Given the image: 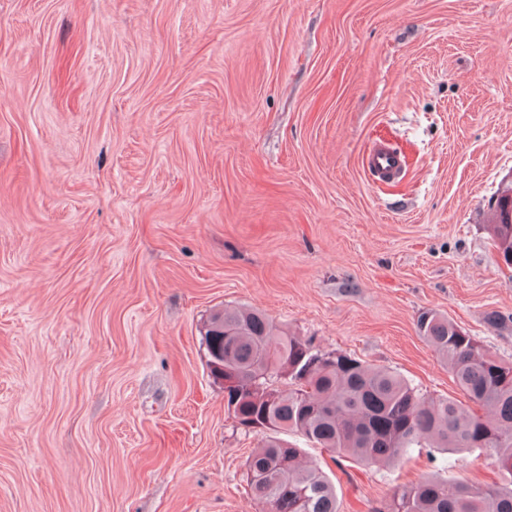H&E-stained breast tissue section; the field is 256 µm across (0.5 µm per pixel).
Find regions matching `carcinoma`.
I'll use <instances>...</instances> for the list:
<instances>
[{
    "instance_id": "obj_1",
    "label": "carcinoma",
    "mask_w": 512,
    "mask_h": 512,
    "mask_svg": "<svg viewBox=\"0 0 512 512\" xmlns=\"http://www.w3.org/2000/svg\"><path fill=\"white\" fill-rule=\"evenodd\" d=\"M512 265V221L488 225ZM420 336L473 403L427 397L399 373L338 350L321 351L256 309L223 307L203 325L207 359L245 373L235 418L268 421L269 435L246 460L247 481L265 512H339L336 488L301 449L294 433L367 465H393L415 448L489 454L498 480L426 477L396 488L384 512H512V362L479 345L447 317L428 310Z\"/></svg>"
}]
</instances>
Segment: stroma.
<instances>
[{"label":"stroma","mask_w":512,"mask_h":512,"mask_svg":"<svg viewBox=\"0 0 512 512\" xmlns=\"http://www.w3.org/2000/svg\"><path fill=\"white\" fill-rule=\"evenodd\" d=\"M401 173L374 179V145ZM512 0H0V512H263L213 309L457 390L433 310L512 361ZM340 512L493 479L332 460ZM487 219V227L490 232L491 239L502 256L503 261L507 266L512 265V221L501 222V224H495L496 221V208L493 209L491 218ZM489 219L490 222L489 223Z\"/></svg>","instance_id":"obj_1"}]
</instances>
